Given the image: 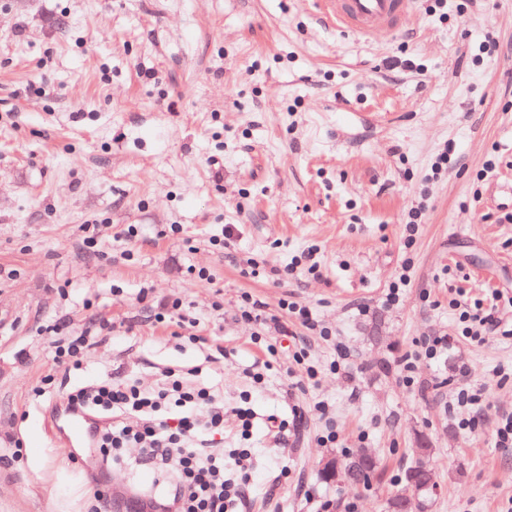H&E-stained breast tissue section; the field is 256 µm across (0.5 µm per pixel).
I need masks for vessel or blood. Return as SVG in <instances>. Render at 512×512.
Masks as SVG:
<instances>
[{
    "instance_id": "1",
    "label": "vessel or blood",
    "mask_w": 512,
    "mask_h": 512,
    "mask_svg": "<svg viewBox=\"0 0 512 512\" xmlns=\"http://www.w3.org/2000/svg\"><path fill=\"white\" fill-rule=\"evenodd\" d=\"M416 0H316L326 21L336 29L364 38L400 32ZM92 417L81 412L60 416L58 430L68 448L87 447Z\"/></svg>"
}]
</instances>
